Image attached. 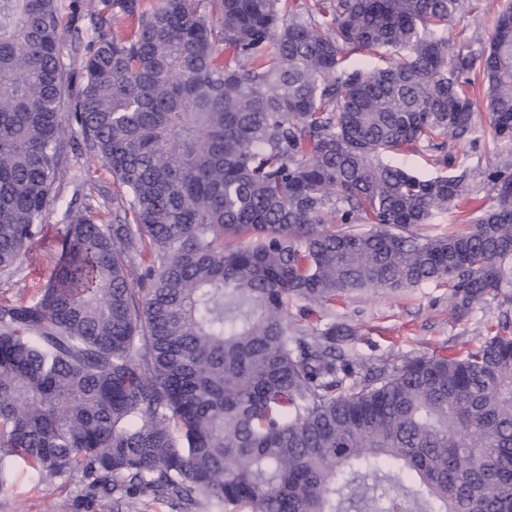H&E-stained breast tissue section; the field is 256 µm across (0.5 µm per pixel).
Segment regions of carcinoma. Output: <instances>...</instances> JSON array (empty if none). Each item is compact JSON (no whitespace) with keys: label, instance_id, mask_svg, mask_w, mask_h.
Masks as SVG:
<instances>
[{"label":"carcinoma","instance_id":"1","mask_svg":"<svg viewBox=\"0 0 512 512\" xmlns=\"http://www.w3.org/2000/svg\"><path fill=\"white\" fill-rule=\"evenodd\" d=\"M101 0L69 111L54 0H0V276L42 233L61 140L126 188L70 204L50 279L0 304V484L13 457L93 494L224 512H512V332L367 365L350 328L290 330L354 291L448 287L462 317L512 301V160L467 231L468 170L387 156L490 129L512 144V7L448 51L472 0ZM135 20L112 31L110 12ZM384 65L366 68L354 54ZM431 154V151L422 148L420 152L396 155L393 157V160L402 164L410 171L420 176L427 177L435 174L436 172L432 158L430 157Z\"/></svg>","mask_w":512,"mask_h":512}]
</instances>
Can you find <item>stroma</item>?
I'll list each match as a JSON object with an SVG mask.
<instances>
[{
	"label": "stroma",
	"mask_w": 512,
	"mask_h": 512,
	"mask_svg": "<svg viewBox=\"0 0 512 512\" xmlns=\"http://www.w3.org/2000/svg\"><path fill=\"white\" fill-rule=\"evenodd\" d=\"M512 0H477V10L448 26V42L457 46L473 27L490 29L497 14ZM63 28L60 65L70 77L72 89H79L86 47L97 38L89 25L75 27V0H55ZM475 132L470 141L449 144L448 152L472 173L469 192L455 207L435 215L422 234L440 235L462 228L472 213L493 203V192L482 172L491 162L496 145L489 135V116L478 107ZM62 160L66 175L60 199L51 206L43 235L36 240L21 263L20 273L11 281L0 280V299L31 298L48 281L57 258V237L63 228L64 211L70 201L91 204V214L99 223H111L115 208L126 191L111 171L82 146L77 128H68L62 138ZM512 314V304L493 301L479 305L463 318L448 307L446 286L428 283L401 292L358 291L336 303L329 319L354 330L347 347L358 359L370 363L389 358L401 360L412 355L459 351L478 340L495 335L503 313ZM0 512H128L123 502L107 497L90 498L78 474H66L49 481L39 478L23 459L12 458L4 483L0 484Z\"/></svg>",
	"instance_id": "1"
}]
</instances>
